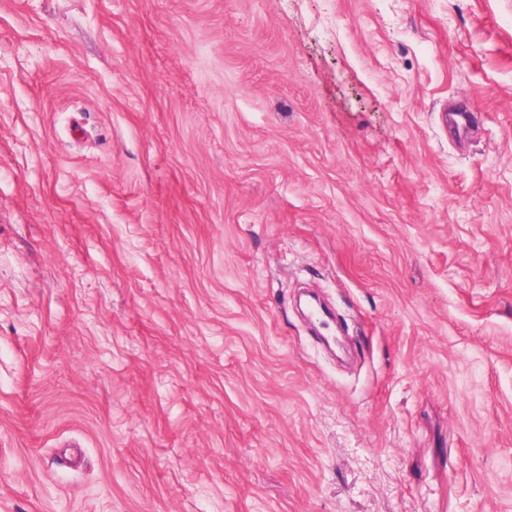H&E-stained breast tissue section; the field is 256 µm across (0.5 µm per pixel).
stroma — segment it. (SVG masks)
Listing matches in <instances>:
<instances>
[{
    "mask_svg": "<svg viewBox=\"0 0 512 512\" xmlns=\"http://www.w3.org/2000/svg\"><path fill=\"white\" fill-rule=\"evenodd\" d=\"M0 512H512V0H0Z\"/></svg>",
    "mask_w": 512,
    "mask_h": 512,
    "instance_id": "stroma-1",
    "label": "stroma"
}]
</instances>
